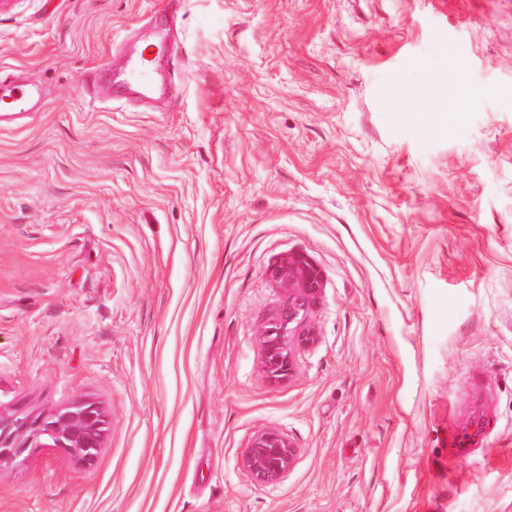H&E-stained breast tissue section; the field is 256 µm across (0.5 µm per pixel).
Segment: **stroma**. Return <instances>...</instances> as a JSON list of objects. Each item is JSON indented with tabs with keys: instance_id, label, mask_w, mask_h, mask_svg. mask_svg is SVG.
Returning <instances> with one entry per match:
<instances>
[{
	"instance_id": "1",
	"label": "stroma",
	"mask_w": 512,
	"mask_h": 512,
	"mask_svg": "<svg viewBox=\"0 0 512 512\" xmlns=\"http://www.w3.org/2000/svg\"><path fill=\"white\" fill-rule=\"evenodd\" d=\"M151 38L153 93L83 87ZM0 78L43 94L0 116V412L105 421L0 512H512V0H5ZM291 253L324 287L274 382ZM295 454L290 439L275 428H264L252 439L242 463L255 481L271 484L293 465Z\"/></svg>"
}]
</instances>
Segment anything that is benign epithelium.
I'll use <instances>...</instances> for the list:
<instances>
[{
  "label": "benign epithelium",
  "mask_w": 512,
  "mask_h": 512,
  "mask_svg": "<svg viewBox=\"0 0 512 512\" xmlns=\"http://www.w3.org/2000/svg\"><path fill=\"white\" fill-rule=\"evenodd\" d=\"M268 277L288 290L287 304L259 335L265 371L279 380L292 372V343L308 346L315 332L308 326V309L323 288L321 270L305 255L292 254L267 268ZM102 415L94 405L75 402L57 414L42 418L17 409L0 418V461L21 455L27 448H65L85 460L92 459L102 441ZM295 447L275 428H264L252 439L242 463L253 479L276 482L294 463Z\"/></svg>",
  "instance_id": "obj_1"
}]
</instances>
